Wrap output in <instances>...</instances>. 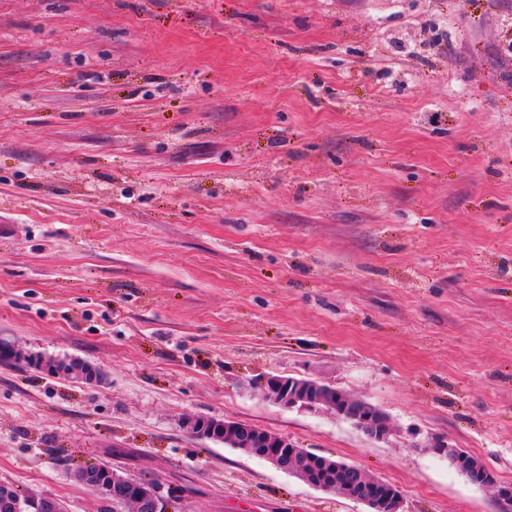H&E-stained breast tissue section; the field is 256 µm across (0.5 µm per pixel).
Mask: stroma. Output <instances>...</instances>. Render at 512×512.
Returning a JSON list of instances; mask_svg holds the SVG:
<instances>
[{
    "label": "stroma",
    "instance_id": "stroma-1",
    "mask_svg": "<svg viewBox=\"0 0 512 512\" xmlns=\"http://www.w3.org/2000/svg\"><path fill=\"white\" fill-rule=\"evenodd\" d=\"M0 483L112 512L104 463L181 512H366L187 435L287 436L404 512H512V0H0ZM268 375L386 413L385 441ZM318 382L312 379L271 375L264 379L262 388L266 398L285 408L332 411L335 408L333 403L323 402L312 395ZM182 428L186 431V433L198 437V438H207V439H218L215 435L216 433H224V440H222L225 443H232L234 446L232 448H235L239 451H242L239 447L245 446V445H239L238 443L234 442L235 435L241 428V426L244 423H241L239 421L230 419V418H214L209 417V424L208 427H206L203 423V421L197 417H185L182 419ZM430 448L434 450L435 452H439L440 448H446L443 452V455L448 458L449 463L459 472H461L467 480L473 481L476 484H481L484 482L485 478V469L483 467H480V463L482 462L479 458L475 457L474 455L468 453V459H470L475 466H469L464 469L463 467L457 462L456 457L454 456V452L451 449L452 448L448 445L445 441H436L434 442ZM456 455L460 461H464L466 459V454L461 453V451L457 448H455ZM462 467V468H461ZM480 489H490L491 493L496 497L498 500L503 501L507 504H512V485L511 484H504L497 480L496 476L490 472L489 479L486 483L479 485ZM369 480L375 482L376 487L371 496L367 499L357 498L360 502L369 507L370 512H403V498L393 488L386 485L381 480L374 477H369ZM379 490H386L384 494H380Z\"/></svg>",
    "mask_w": 512,
    "mask_h": 512
}]
</instances>
